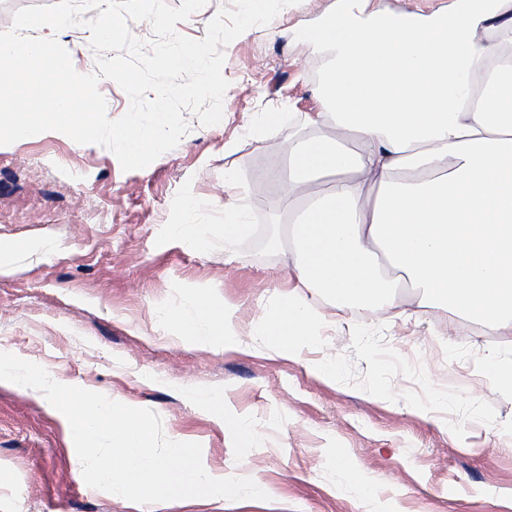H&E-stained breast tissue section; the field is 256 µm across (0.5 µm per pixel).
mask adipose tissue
I'll use <instances>...</instances> for the list:
<instances>
[{"label":"adipose tissue","instance_id":"obj_1","mask_svg":"<svg viewBox=\"0 0 512 512\" xmlns=\"http://www.w3.org/2000/svg\"><path fill=\"white\" fill-rule=\"evenodd\" d=\"M367 2L343 0L310 31L328 59L325 109L308 118L317 135L289 144L284 182L285 195L305 199L283 228L300 288L254 334L278 345L311 336L320 315L305 288L341 305L392 304L393 269L422 302L512 332V0L429 15ZM318 180L329 190L307 195ZM174 319L228 348L226 310L199 304Z\"/></svg>","mask_w":512,"mask_h":512}]
</instances>
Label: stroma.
I'll return each mask as SVG.
<instances>
[{
	"instance_id": "stroma-1",
	"label": "stroma",
	"mask_w": 512,
	"mask_h": 512,
	"mask_svg": "<svg viewBox=\"0 0 512 512\" xmlns=\"http://www.w3.org/2000/svg\"><path fill=\"white\" fill-rule=\"evenodd\" d=\"M340 0H300L225 49L223 120L191 127L148 167L122 171L107 148L53 132L0 146V351L59 382L155 411L168 439L197 442L216 475L245 474L265 501L193 498L159 512H512V391L488 360L512 368V334L420 305L393 273L395 310L340 306L318 291L315 342L290 352L254 337L263 310L293 289L277 225L300 199L284 196L282 144L320 111L324 55L309 31ZM280 113L263 137L257 113ZM238 186L224 189L225 169ZM196 207L184 213V199ZM247 206L259 233L224 251V217ZM205 225L196 252L171 232ZM208 302L233 310L237 350L194 342L172 321ZM327 361L335 380L314 371ZM224 395L225 414L197 399ZM260 443L241 461L228 419ZM369 490L360 497L347 478ZM494 494L479 497V490ZM0 512H141L90 488L62 415L35 389L0 382Z\"/></svg>"
}]
</instances>
